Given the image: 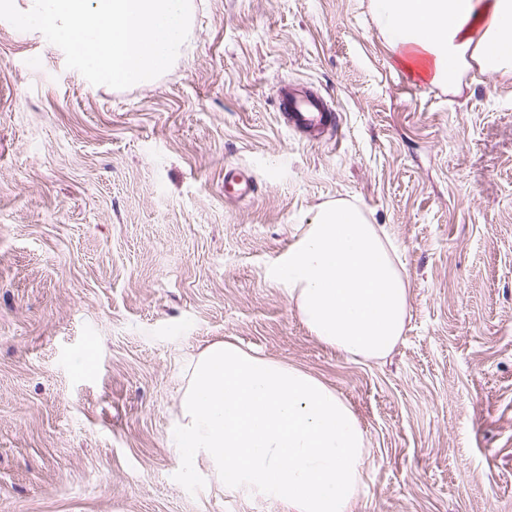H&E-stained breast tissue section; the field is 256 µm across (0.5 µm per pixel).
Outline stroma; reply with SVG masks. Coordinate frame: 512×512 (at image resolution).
Wrapping results in <instances>:
<instances>
[{
  "label": "stroma",
  "instance_id": "obj_1",
  "mask_svg": "<svg viewBox=\"0 0 512 512\" xmlns=\"http://www.w3.org/2000/svg\"><path fill=\"white\" fill-rule=\"evenodd\" d=\"M192 4L171 68L123 90L0 20V512H286L169 448L189 359L227 338L352 407L354 512H512V73L412 80L372 0ZM286 81L336 134L283 124ZM336 200L407 274L383 360L318 342L267 276ZM224 188L227 192H233L237 199L245 201L254 191V181L251 176L243 172L228 169L224 172Z\"/></svg>",
  "mask_w": 512,
  "mask_h": 512
}]
</instances>
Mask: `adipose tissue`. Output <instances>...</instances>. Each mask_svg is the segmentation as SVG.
Returning a JSON list of instances; mask_svg holds the SVG:
<instances>
[{
  "instance_id": "adipose-tissue-1",
  "label": "adipose tissue",
  "mask_w": 512,
  "mask_h": 512,
  "mask_svg": "<svg viewBox=\"0 0 512 512\" xmlns=\"http://www.w3.org/2000/svg\"><path fill=\"white\" fill-rule=\"evenodd\" d=\"M395 62L459 91L462 70L512 72V0H372ZM272 279L321 343L364 360L404 333L408 282L388 236L346 203L321 206ZM174 456L225 494L288 512H353L368 458L350 405L320 378L216 341L187 363Z\"/></svg>"
}]
</instances>
